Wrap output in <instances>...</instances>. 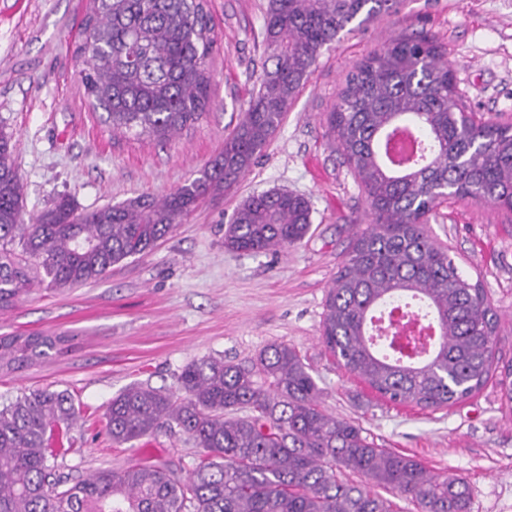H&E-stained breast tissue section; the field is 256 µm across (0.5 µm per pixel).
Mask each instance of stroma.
Listing matches in <instances>:
<instances>
[{"label":"stroma","instance_id":"1","mask_svg":"<svg viewBox=\"0 0 512 512\" xmlns=\"http://www.w3.org/2000/svg\"><path fill=\"white\" fill-rule=\"evenodd\" d=\"M87 4L0 0V123L15 133L29 218L63 197L86 212L160 196L197 177L223 151L263 75L268 0H208L216 35L209 110L166 140L113 132L105 113L90 106L74 57ZM416 35L441 45L468 112L512 123V0H401L395 12L322 52L282 126L233 188L103 280L35 288L0 314V335L70 339L66 354L0 375V405L38 388L73 395L81 419L48 449L57 474L74 483L147 460L187 475L199 450L186 435L161 428L116 443L102 418L108 402L133 383L176 388L191 361L238 362L281 343L310 366L326 413L359 423L379 447L417 457L433 472L465 477L471 512H512V404L496 379L449 408L395 406L350 376L320 342L331 282L352 238L372 222L364 192L326 134L327 115L359 63ZM273 189L308 198L310 233L275 251L227 250L224 227L237 205ZM427 230L484 288L499 317L496 355L512 361V212L450 199Z\"/></svg>","mask_w":512,"mask_h":512}]
</instances>
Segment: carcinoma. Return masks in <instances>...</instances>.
<instances>
[{"mask_svg":"<svg viewBox=\"0 0 512 512\" xmlns=\"http://www.w3.org/2000/svg\"><path fill=\"white\" fill-rule=\"evenodd\" d=\"M400 0H268L263 77L224 152L159 197L91 212L67 197L24 223L13 133L0 127V312L34 286L76 288L145 253L208 198L224 194L281 127L324 47L353 22L395 11ZM216 44L205 0H90L75 56L90 105L112 130L159 139L210 106L207 63ZM366 194L373 222L357 233L329 288L321 341L347 372L394 405L447 408L498 369V319L484 289L464 278L426 224L449 195L512 212V123L477 121L443 51L426 37L393 40L351 72L327 121ZM302 195L245 198L224 246L260 253L294 245L311 228ZM433 334L395 345L394 312ZM62 335L0 336V372L65 353ZM170 391L132 384L108 403L118 443L177 427L204 450L185 477L164 462L100 469L72 485L46 464V434L80 408L66 391L33 390L0 409V512H470L462 477L379 447L353 422L327 414L309 365L271 344L244 362L187 363ZM344 469L360 480L342 478Z\"/></svg>","mask_w":512,"mask_h":512,"instance_id":"1","label":"carcinoma"}]
</instances>
